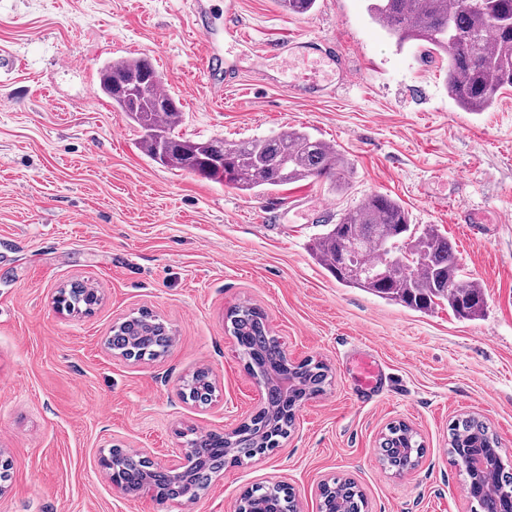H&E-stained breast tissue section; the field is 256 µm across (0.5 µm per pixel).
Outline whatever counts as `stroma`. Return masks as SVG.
Here are the masks:
<instances>
[{"mask_svg": "<svg viewBox=\"0 0 512 512\" xmlns=\"http://www.w3.org/2000/svg\"><path fill=\"white\" fill-rule=\"evenodd\" d=\"M367 0H318L296 16L277 0H206L248 41L217 40L235 65L223 96L202 75V30L183 0H0V456L12 463L0 512H237L248 487L280 481L300 512L319 490L353 479L368 512H470L448 428L472 414L512 459V90L466 112L446 89L447 63L397 48ZM316 38L332 46L342 85L289 90L266 47ZM148 57L185 113L183 135L229 142L303 128L335 146L343 187L306 180L248 195L148 159L124 113L98 89L109 60ZM379 193L415 224L437 225L464 273L486 292L474 321L424 314L336 280L310 245L325 225ZM478 216L480 229L461 222ZM97 288L92 312H67L58 291ZM259 307L295 362L327 365L331 383L303 402L278 448L225 466L193 501L159 502L113 486L109 448L166 465L186 436L228 432L264 391L226 327ZM149 311L174 334L155 360L109 349L113 325ZM388 366L393 386L355 396L357 354ZM208 371L213 400L182 397ZM404 422L425 454L398 474L378 460Z\"/></svg>", "mask_w": 512, "mask_h": 512, "instance_id": "stroma-1", "label": "stroma"}]
</instances>
